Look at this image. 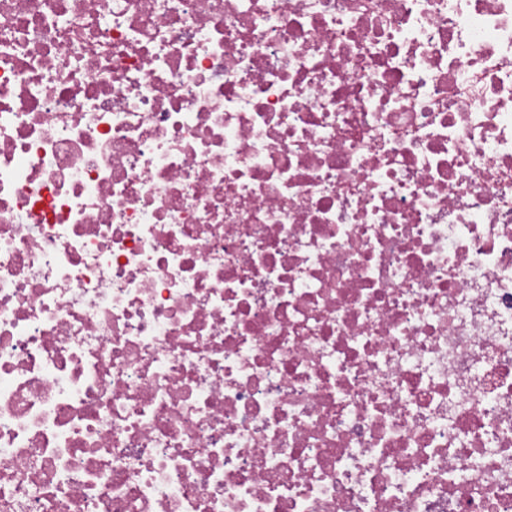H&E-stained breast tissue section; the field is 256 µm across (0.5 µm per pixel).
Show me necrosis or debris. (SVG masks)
I'll return each mask as SVG.
<instances>
[{
    "instance_id": "necrosis-or-debris-1",
    "label": "necrosis or debris",
    "mask_w": 512,
    "mask_h": 512,
    "mask_svg": "<svg viewBox=\"0 0 512 512\" xmlns=\"http://www.w3.org/2000/svg\"><path fill=\"white\" fill-rule=\"evenodd\" d=\"M0 512H512V0H0Z\"/></svg>"
}]
</instances>
